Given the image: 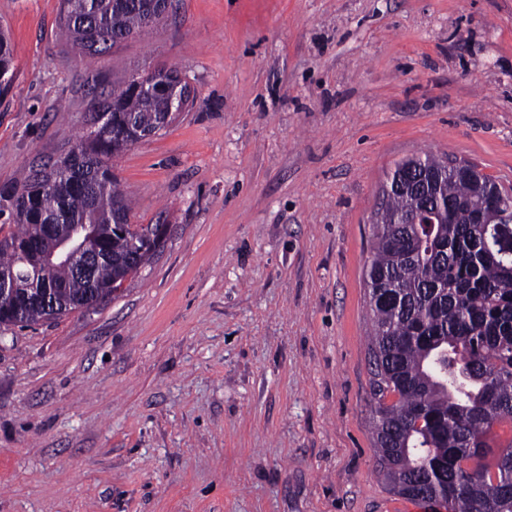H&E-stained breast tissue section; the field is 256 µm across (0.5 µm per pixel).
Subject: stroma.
Segmentation results:
<instances>
[{
    "label": "stroma",
    "instance_id": "35a3bbf8",
    "mask_svg": "<svg viewBox=\"0 0 512 512\" xmlns=\"http://www.w3.org/2000/svg\"><path fill=\"white\" fill-rule=\"evenodd\" d=\"M59 0H0L3 201L89 132L91 86L192 105L113 158L164 243L123 292L0 328V512H385L364 269L412 155L512 187V0H172L86 58Z\"/></svg>",
    "mask_w": 512,
    "mask_h": 512
}]
</instances>
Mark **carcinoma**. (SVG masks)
<instances>
[{"instance_id": "1", "label": "carcinoma", "mask_w": 512, "mask_h": 512, "mask_svg": "<svg viewBox=\"0 0 512 512\" xmlns=\"http://www.w3.org/2000/svg\"><path fill=\"white\" fill-rule=\"evenodd\" d=\"M164 0H61L60 33L96 54L139 34ZM12 66L0 32V82ZM93 111L110 130L79 135L51 165L29 169L10 198L15 230L0 238V271L24 268L42 224L97 226L112 260L93 281L49 267L23 289L24 322L48 321L35 300L43 288L60 306L87 295L112 298V282L154 256L143 235L158 224L130 223L131 201L111 158L151 133L168 111L162 97L123 81ZM493 178L444 168L426 155L395 163L382 184L365 270L372 313L369 354L374 452L390 494L448 512H512V208Z\"/></svg>"}]
</instances>
